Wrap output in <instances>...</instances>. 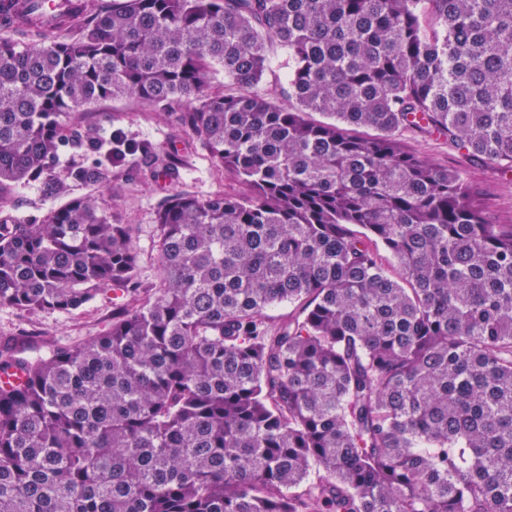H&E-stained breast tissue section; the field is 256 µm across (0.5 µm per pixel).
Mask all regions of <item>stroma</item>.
<instances>
[{
    "instance_id": "35a3bbf8",
    "label": "stroma",
    "mask_w": 512,
    "mask_h": 512,
    "mask_svg": "<svg viewBox=\"0 0 512 512\" xmlns=\"http://www.w3.org/2000/svg\"><path fill=\"white\" fill-rule=\"evenodd\" d=\"M112 113L115 125L129 142L165 143L180 159V179L172 181L164 176H144L136 162L114 166L117 183L124 188V198L117 217L121 223L136 229L140 251V277L151 282L157 260L154 246V217L162 200L180 186L206 198L218 192L232 193L238 186L218 173L206 152L192 141L182 138L169 119L144 112L136 100L126 98L105 101L97 110L78 114V121L96 125L98 115ZM401 146L443 167L458 170L464 178L482 193L489 213L501 224H512V176L502 175L495 166L477 158L463 155L450 146L446 139L424 137L405 132L399 137ZM94 194L110 197L111 190L103 184L75 182L68 194L48 195L33 188L19 194L1 196L13 214L30 219L42 216L48 210L65 204L68 198ZM116 309L111 293L97 295L83 309L74 314L26 313L9 306H0V341L32 333L42 340L76 345L90 336L103 333L112 322Z\"/></svg>"
}]
</instances>
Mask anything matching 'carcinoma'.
<instances>
[{
    "label": "carcinoma",
    "instance_id": "1",
    "mask_svg": "<svg viewBox=\"0 0 512 512\" xmlns=\"http://www.w3.org/2000/svg\"><path fill=\"white\" fill-rule=\"evenodd\" d=\"M66 2L34 0L25 36ZM82 10L47 44L0 33V192L110 183L135 153L177 176L161 144L55 170L64 139L97 132L73 115L118 98L246 191L173 190L149 284L116 196L0 213V305L119 301L78 345L0 344V373L25 371L0 388V512H512V224L398 142L512 172V0Z\"/></svg>",
    "mask_w": 512,
    "mask_h": 512
}]
</instances>
